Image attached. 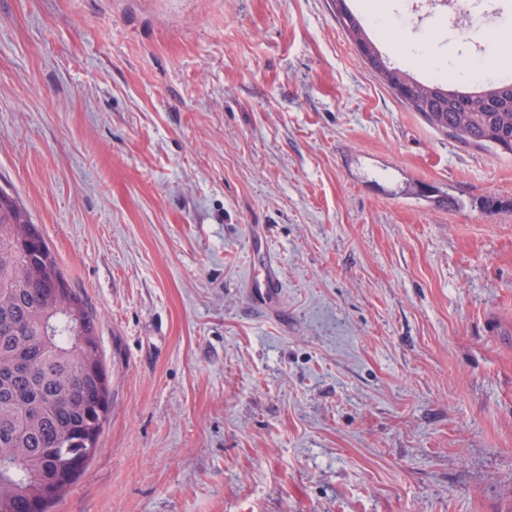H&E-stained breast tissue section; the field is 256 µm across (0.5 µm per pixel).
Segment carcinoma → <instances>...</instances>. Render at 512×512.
<instances>
[{
    "label": "carcinoma",
    "mask_w": 512,
    "mask_h": 512,
    "mask_svg": "<svg viewBox=\"0 0 512 512\" xmlns=\"http://www.w3.org/2000/svg\"><path fill=\"white\" fill-rule=\"evenodd\" d=\"M338 21L367 66L411 112L460 143L512 154V83L425 84L392 67L345 0ZM0 206V512H48L94 458L110 412L97 322L15 195Z\"/></svg>",
    "instance_id": "1"
}]
</instances>
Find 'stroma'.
Wrapping results in <instances>:
<instances>
[{
    "label": "stroma",
    "mask_w": 512,
    "mask_h": 512,
    "mask_svg": "<svg viewBox=\"0 0 512 512\" xmlns=\"http://www.w3.org/2000/svg\"><path fill=\"white\" fill-rule=\"evenodd\" d=\"M347 5L418 80L512 82V0ZM0 186L111 377L52 512H512V154L408 111L332 0H0ZM263 269L262 279L256 284L254 293L256 296L265 300L278 296L281 288H279L280 278L276 270L265 262V258H263Z\"/></svg>",
    "instance_id": "obj_1"
}]
</instances>
